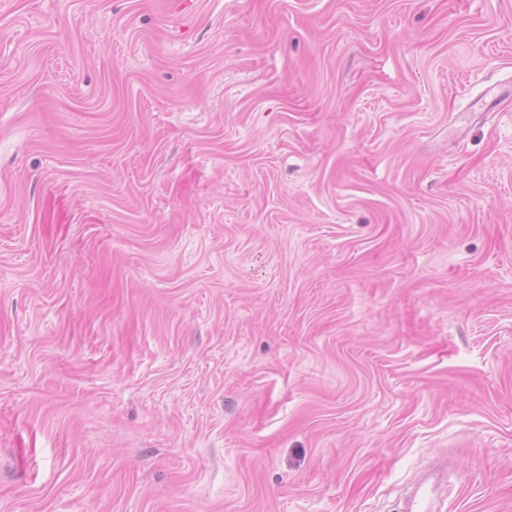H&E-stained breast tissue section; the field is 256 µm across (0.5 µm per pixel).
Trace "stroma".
<instances>
[{"instance_id": "1", "label": "stroma", "mask_w": 512, "mask_h": 512, "mask_svg": "<svg viewBox=\"0 0 512 512\" xmlns=\"http://www.w3.org/2000/svg\"><path fill=\"white\" fill-rule=\"evenodd\" d=\"M512 512V0H0V512Z\"/></svg>"}]
</instances>
